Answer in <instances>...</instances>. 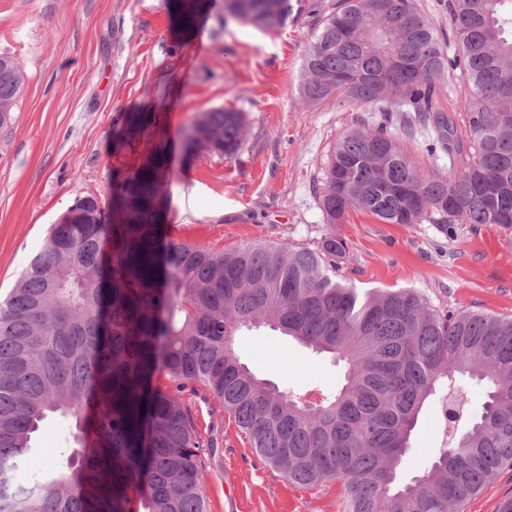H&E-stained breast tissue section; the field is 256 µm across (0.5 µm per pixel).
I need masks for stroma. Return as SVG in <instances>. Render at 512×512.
<instances>
[{"label":"stroma","mask_w":512,"mask_h":512,"mask_svg":"<svg viewBox=\"0 0 512 512\" xmlns=\"http://www.w3.org/2000/svg\"><path fill=\"white\" fill-rule=\"evenodd\" d=\"M340 0H297L286 26L264 31L218 11L198 33L178 32L169 0H0V54L25 75L12 126L0 129V297L40 250L52 224L85 197L112 202V174L166 148L174 176L165 192L168 238L215 252L247 243L315 247L331 230L321 210L324 169L337 139L379 112L351 102L310 104L299 95L305 55ZM245 115L234 157L183 160L181 131L202 112ZM155 121L118 147L132 112ZM417 167L447 174L445 154L427 155L433 128L407 112L387 116ZM348 246L341 272L361 291L412 288L436 309L471 307L512 317V232L494 224L455 236L433 224H384L358 210L338 224ZM238 355L279 389L332 393L343 368L280 331L242 330ZM203 439L219 453L205 494L210 512H342L344 490L292 485L259 460L246 437L205 392H185ZM444 423L440 400L426 405L400 478L428 471ZM70 421L47 418L32 440L30 482L72 441Z\"/></svg>","instance_id":"stroma-1"}]
</instances>
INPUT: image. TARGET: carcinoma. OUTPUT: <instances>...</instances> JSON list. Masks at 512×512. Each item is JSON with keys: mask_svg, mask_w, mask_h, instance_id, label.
I'll use <instances>...</instances> for the list:
<instances>
[{"mask_svg": "<svg viewBox=\"0 0 512 512\" xmlns=\"http://www.w3.org/2000/svg\"><path fill=\"white\" fill-rule=\"evenodd\" d=\"M205 0H171L183 29ZM292 0H224V14L283 27ZM458 55L413 0H342L314 36L299 85L379 112L398 100L424 145L448 153L430 177L384 123L333 148L322 183L326 223L358 207L384 224H496L512 229V0H448ZM466 84L463 126L436 107V83ZM25 76L0 54V128L14 121ZM245 116L214 108L183 131L184 159L232 157ZM171 178L152 150L112 177L100 218L65 214L0 299V512H209L205 482L217 448L203 444L188 385L224 406L263 463L300 489L342 482L343 512H461L512 469V317L439 311L420 292L362 293L339 274L347 243L311 249L244 244L220 253L166 238L157 208ZM270 326L345 363V383L311 402L240 361L244 327ZM457 374L486 387L479 413L450 421L429 470L397 469L425 403ZM50 415L71 420L74 447L35 482L17 474Z\"/></svg>", "mask_w": 512, "mask_h": 512, "instance_id": "carcinoma-1", "label": "carcinoma"}]
</instances>
